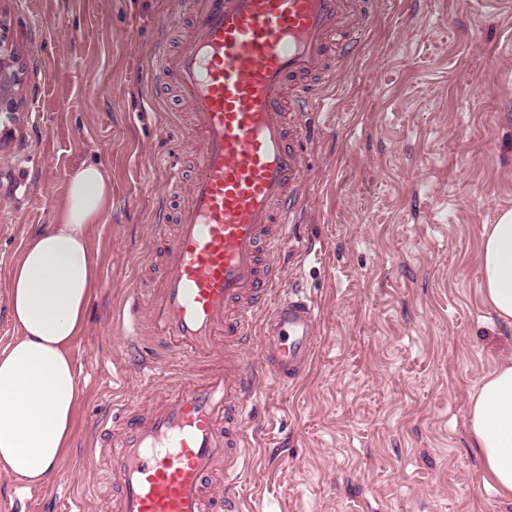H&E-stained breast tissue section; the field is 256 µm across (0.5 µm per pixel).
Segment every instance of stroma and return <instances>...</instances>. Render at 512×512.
I'll return each mask as SVG.
<instances>
[{
	"instance_id": "obj_1",
	"label": "stroma",
	"mask_w": 512,
	"mask_h": 512,
	"mask_svg": "<svg viewBox=\"0 0 512 512\" xmlns=\"http://www.w3.org/2000/svg\"><path fill=\"white\" fill-rule=\"evenodd\" d=\"M179 0H0L23 65L0 134V320L33 232L57 220L80 164L112 178L94 225L100 266L74 346L83 375L56 474L0 512H110L117 493L95 424L145 401L115 319L148 280L150 226L189 108L152 76L158 43L189 31ZM307 136L301 212L279 254L284 287L317 305L320 346L295 385L249 406L242 512H512L482 480L469 396L512 358V325L481 295L485 225L512 209V0H372L369 33L323 91Z\"/></svg>"
}]
</instances>
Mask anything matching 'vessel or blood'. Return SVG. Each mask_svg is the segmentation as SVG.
<instances>
[{"mask_svg":"<svg viewBox=\"0 0 512 512\" xmlns=\"http://www.w3.org/2000/svg\"><path fill=\"white\" fill-rule=\"evenodd\" d=\"M365 2L185 0L188 39L155 50L191 108L176 151L194 154L195 176L178 211L160 207L163 257L118 315L152 398L144 413L112 406V512H241L211 483L250 470L244 420L262 372L289 386L316 355V307L283 287L274 257L308 170L306 110L338 76L337 47L364 41Z\"/></svg>","mask_w":512,"mask_h":512,"instance_id":"1","label":"vessel or blood"}]
</instances>
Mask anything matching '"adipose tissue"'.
Returning <instances> with one entry per match:
<instances>
[{
	"mask_svg": "<svg viewBox=\"0 0 512 512\" xmlns=\"http://www.w3.org/2000/svg\"><path fill=\"white\" fill-rule=\"evenodd\" d=\"M111 195L107 170L81 164L58 223L30 236L10 270L17 334L0 348V472L31 486L44 484L70 446L78 402L71 347L84 329L98 270L89 228L105 216ZM479 264L486 302L512 323V210L485 227ZM468 432L484 483L512 499V358L471 394Z\"/></svg>",
	"mask_w": 512,
	"mask_h": 512,
	"instance_id": "obj_1",
	"label": "adipose tissue"
}]
</instances>
